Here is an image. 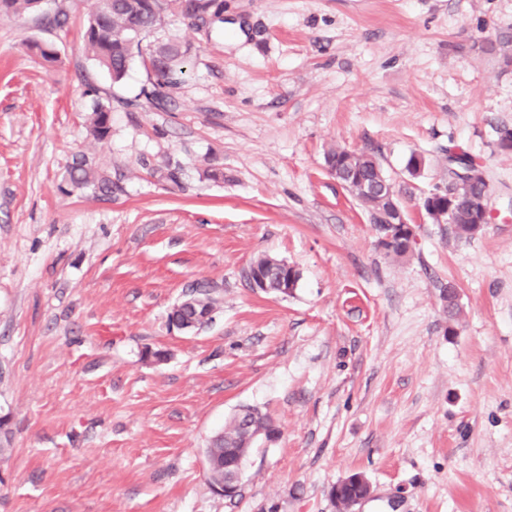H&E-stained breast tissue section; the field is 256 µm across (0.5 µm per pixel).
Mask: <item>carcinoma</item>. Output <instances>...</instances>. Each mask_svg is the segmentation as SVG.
<instances>
[{"label":"carcinoma","mask_w":512,"mask_h":512,"mask_svg":"<svg viewBox=\"0 0 512 512\" xmlns=\"http://www.w3.org/2000/svg\"><path fill=\"white\" fill-rule=\"evenodd\" d=\"M39 0H0V18L33 13ZM176 11L191 27L212 22L223 23L221 4L217 0H94L88 14L84 42L98 66L108 70L114 82L122 81L133 62H139L151 78V89L143 94L159 100L164 90L176 86L184 73L183 64L190 47L170 39L143 44L136 34L147 35L161 28L169 13ZM109 108L96 101L91 107L90 124L94 137L103 139L109 133ZM66 185L72 188L91 187L102 196L112 194V180L95 169L82 156L67 171ZM480 189L472 185L457 187L448 214V223L464 227L473 223L471 200ZM226 448L218 443L206 449L213 462L209 469L211 484L224 483L222 469Z\"/></svg>","instance_id":"cac0c4a2"}]
</instances>
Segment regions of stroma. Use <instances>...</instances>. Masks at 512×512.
Instances as JSON below:
<instances>
[{
    "label": "stroma",
    "mask_w": 512,
    "mask_h": 512,
    "mask_svg": "<svg viewBox=\"0 0 512 512\" xmlns=\"http://www.w3.org/2000/svg\"><path fill=\"white\" fill-rule=\"evenodd\" d=\"M91 4L0 20V512H336L352 473L356 512H512V0H223V26L159 31L191 47L161 106L89 57ZM339 146L377 157L407 255L329 174ZM452 153L489 184L471 238L422 208ZM82 155L111 196L64 191ZM263 256L293 294L248 287ZM199 284L213 320L181 332ZM243 406L279 433L230 501L205 450ZM109 112V108L101 104L99 101H94L90 113V124L94 137L103 139L109 133Z\"/></svg>",
    "instance_id": "obj_1"
}]
</instances>
